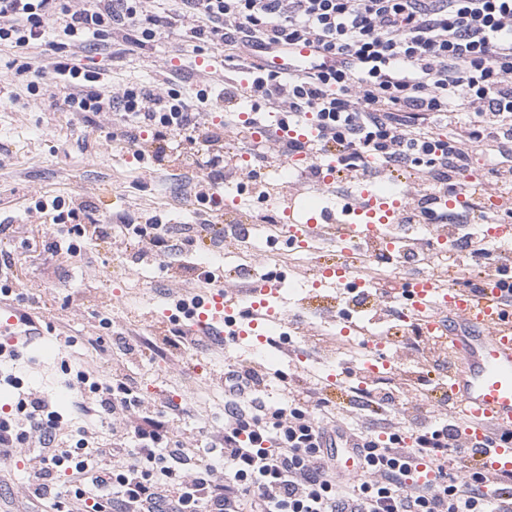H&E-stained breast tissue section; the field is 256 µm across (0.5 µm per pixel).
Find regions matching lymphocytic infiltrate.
Returning a JSON list of instances; mask_svg holds the SVG:
<instances>
[{
	"instance_id": "obj_1",
	"label": "lymphocytic infiltrate",
	"mask_w": 512,
	"mask_h": 512,
	"mask_svg": "<svg viewBox=\"0 0 512 512\" xmlns=\"http://www.w3.org/2000/svg\"><path fill=\"white\" fill-rule=\"evenodd\" d=\"M0 0V48L27 93L44 90L27 52L43 48L69 111L79 117L121 109L123 125L109 141L136 145L151 132L159 152L199 140L208 93L177 89L162 66L153 86L112 90L106 73L71 65L65 48L92 43L110 53L115 42L142 48L162 27L184 31L194 51L223 46L235 74L248 76L251 97L297 122L306 138L256 117L232 113L241 152L269 157L328 154L338 170L368 182L413 171L414 205L403 223L419 224L447 196L472 198L463 180L473 155L502 158L490 183L499 220H512V0ZM140 253L191 249L197 236L171 227L135 237ZM95 396L93 412L111 419L102 448L87 430L65 432L43 397L20 395L0 414V463L23 462L41 512H512V472L480 464L462 444L455 419L436 423L429 400L420 423L395 418L394 396L413 388L370 391V408L355 410L323 396V382L294 381L285 403L266 404L265 385L246 364L224 369V425L210 449L190 455L164 413L144 409L127 378L112 382L81 374ZM37 437V455L19 450ZM363 457L360 471L340 475L332 445ZM117 458L107 466L106 457Z\"/></svg>"
}]
</instances>
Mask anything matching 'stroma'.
Wrapping results in <instances>:
<instances>
[{
    "label": "stroma",
    "mask_w": 512,
    "mask_h": 512,
    "mask_svg": "<svg viewBox=\"0 0 512 512\" xmlns=\"http://www.w3.org/2000/svg\"><path fill=\"white\" fill-rule=\"evenodd\" d=\"M210 71L193 63L191 45L179 32L162 31L154 46L137 51L114 47L101 54L91 47L69 51L73 63L107 73L113 86L129 82L150 85L160 78L157 63L167 60L188 76L190 82L221 92L224 86V49L208 47ZM34 65L42 67L46 94L23 92L11 69L9 50L0 51V224L9 230L0 234V262L12 264L14 278L10 303L24 306L43 328L45 339L19 348L15 360L0 362V373L11 374L25 388L41 392L51 410L61 417L62 430L90 425L102 439L112 436V425L80 411L79 394L73 386L76 371L112 380L131 376L149 410H160L167 399L181 407L175 421L180 437L194 446H205L211 433L224 425V382L214 378L213 353L204 347L183 352L167 343L175 330L173 320L163 317L161 286L178 280L195 286L199 266L224 271L223 249L206 244L183 256L140 258L123 237L90 242L81 254L60 253L54 261L44 259L43 238L68 239L69 227L53 223L51 215L27 212L30 195L62 197L86 202L102 224L157 223L179 227L202 219L220 224L233 190L219 202L202 201L194 195L199 173L207 172L221 145L185 144L195 163L186 166L172 155L157 156L153 146L140 142L137 148L106 143L104 133L114 123L100 114L92 121L77 120L62 103L55 89L56 78L46 69L41 49L30 51ZM142 160H134L133 150ZM134 349H126L129 337ZM294 342L277 338L273 359H265L248 347H239L244 362L258 365L268 380L267 402H283V385L271 378L272 369L321 376L322 365L334 352L328 343L317 350H304V362L290 367L284 352Z\"/></svg>",
    "instance_id": "1"
}]
</instances>
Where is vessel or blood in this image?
I'll return each instance as SVG.
<instances>
[{
	"label": "vessel or blood",
	"instance_id": "b4317fda",
	"mask_svg": "<svg viewBox=\"0 0 512 512\" xmlns=\"http://www.w3.org/2000/svg\"><path fill=\"white\" fill-rule=\"evenodd\" d=\"M346 210L365 215L364 225L340 224L334 209L309 217L315 228L334 226L339 240L354 245L361 230L397 220L400 203L361 188L343 199ZM331 287L364 288L365 280L348 267H325L320 271ZM210 286L174 303L184 316L183 330L213 346H223L225 337L245 339L256 325L243 314L242 300L226 292L223 277H210ZM484 294L474 297L463 288L439 287L436 279H404L397 290V304L426 315L428 332L448 343L449 356L459 364L448 372V397L455 402L471 447L480 449L488 468L512 471V440L487 445L482 428L495 425L512 432V265L501 268L483 283ZM29 344L42 330L37 322L24 321L14 306L0 303V334Z\"/></svg>",
	"mask_w": 512,
	"mask_h": 512
}]
</instances>
